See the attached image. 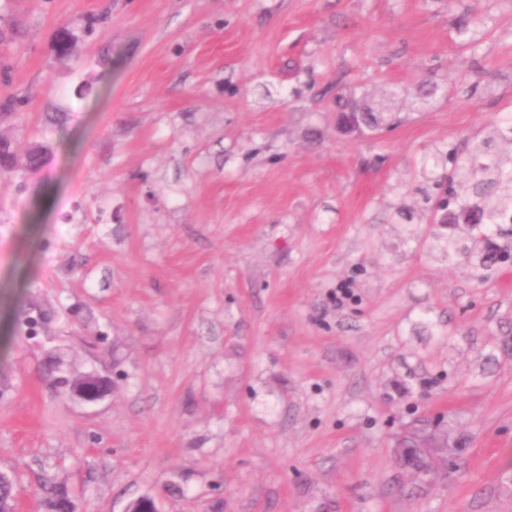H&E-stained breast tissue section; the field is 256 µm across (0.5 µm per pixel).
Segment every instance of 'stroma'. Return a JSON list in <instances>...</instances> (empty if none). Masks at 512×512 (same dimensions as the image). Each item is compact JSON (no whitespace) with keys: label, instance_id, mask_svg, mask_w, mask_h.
Listing matches in <instances>:
<instances>
[{"label":"stroma","instance_id":"stroma-1","mask_svg":"<svg viewBox=\"0 0 512 512\" xmlns=\"http://www.w3.org/2000/svg\"><path fill=\"white\" fill-rule=\"evenodd\" d=\"M7 102L0 471L31 512H512V262H481L512 226L437 206L477 204L475 142L512 169V0H0ZM435 417L464 447L421 484L396 442ZM110 390L109 380L95 373L76 378L70 386L69 397L85 403H93L104 398Z\"/></svg>","mask_w":512,"mask_h":512}]
</instances>
